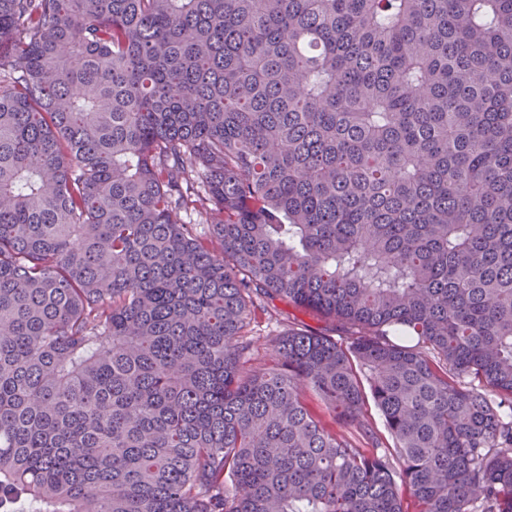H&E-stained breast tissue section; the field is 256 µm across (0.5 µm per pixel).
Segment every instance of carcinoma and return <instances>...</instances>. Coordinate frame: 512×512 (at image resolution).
Here are the masks:
<instances>
[{
	"label": "carcinoma",
	"mask_w": 512,
	"mask_h": 512,
	"mask_svg": "<svg viewBox=\"0 0 512 512\" xmlns=\"http://www.w3.org/2000/svg\"><path fill=\"white\" fill-rule=\"evenodd\" d=\"M404 489L512 512V0H0V512ZM273 304L275 309L282 313L280 316L276 315L280 322L277 323L275 320L269 319L264 312L256 310L249 324L243 329V334L247 336H275L288 328V324L293 322L312 328L325 327V323L310 312L295 309L279 301H275Z\"/></svg>",
	"instance_id": "obj_1"
}]
</instances>
